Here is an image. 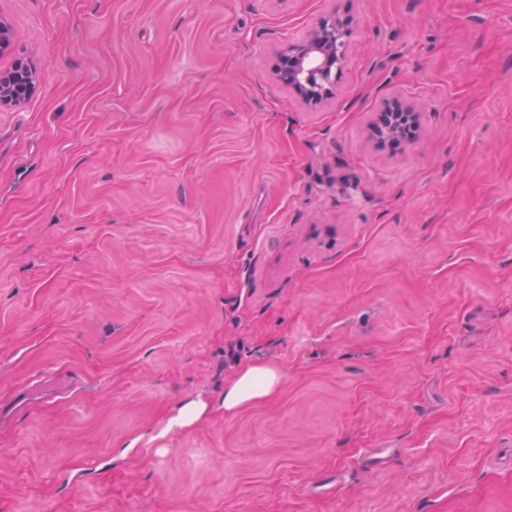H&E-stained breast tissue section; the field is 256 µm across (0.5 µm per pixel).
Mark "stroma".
Segmentation results:
<instances>
[{
	"instance_id": "1",
	"label": "stroma",
	"mask_w": 512,
	"mask_h": 512,
	"mask_svg": "<svg viewBox=\"0 0 512 512\" xmlns=\"http://www.w3.org/2000/svg\"><path fill=\"white\" fill-rule=\"evenodd\" d=\"M0 16V512H512V0ZM333 16L311 107L277 57ZM34 73L27 63H17L13 70L0 71V106L16 105L33 89ZM26 89L25 94L20 92ZM370 138L378 147H391L402 139V132L389 121L387 112H381L370 127ZM280 382V374L266 365L246 366L236 380L224 389V411L233 414L245 404L271 395Z\"/></svg>"
}]
</instances>
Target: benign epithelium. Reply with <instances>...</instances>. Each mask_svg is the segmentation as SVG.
Instances as JSON below:
<instances>
[{"label":"benign epithelium","instance_id":"benign-epithelium-1","mask_svg":"<svg viewBox=\"0 0 512 512\" xmlns=\"http://www.w3.org/2000/svg\"><path fill=\"white\" fill-rule=\"evenodd\" d=\"M347 27L348 21L335 17L326 23L320 21L301 41L280 51L277 76L303 103L316 106L332 93V84L323 79L315 85L310 74L319 71L325 76L343 65L350 52L349 42L343 37ZM33 85L34 73L27 63L0 71V106L16 104L25 98L21 91L29 93ZM370 138L379 147H389L402 139V132L382 112L370 127Z\"/></svg>","mask_w":512,"mask_h":512}]
</instances>
